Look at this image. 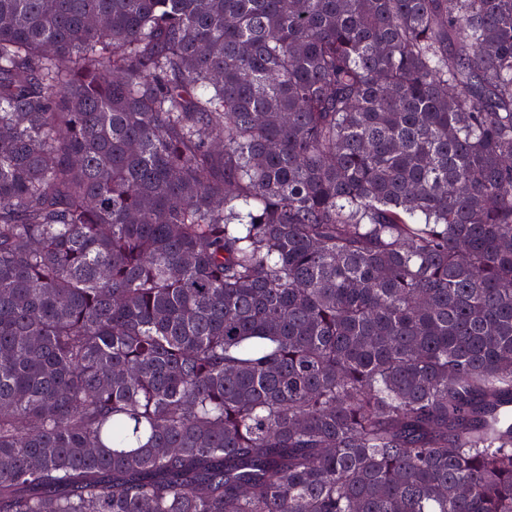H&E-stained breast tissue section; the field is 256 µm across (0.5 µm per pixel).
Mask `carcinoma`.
<instances>
[{
	"label": "carcinoma",
	"instance_id": "carcinoma-1",
	"mask_svg": "<svg viewBox=\"0 0 512 512\" xmlns=\"http://www.w3.org/2000/svg\"><path fill=\"white\" fill-rule=\"evenodd\" d=\"M0 512H512V0H0Z\"/></svg>",
	"mask_w": 512,
	"mask_h": 512
}]
</instances>
